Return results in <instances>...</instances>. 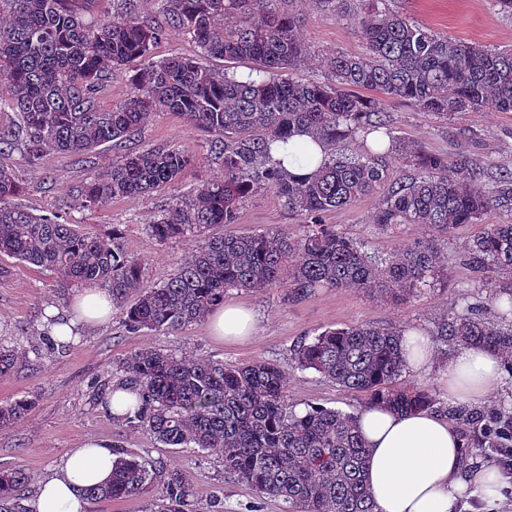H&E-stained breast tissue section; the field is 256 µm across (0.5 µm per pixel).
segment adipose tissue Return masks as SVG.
<instances>
[{
  "mask_svg": "<svg viewBox=\"0 0 512 512\" xmlns=\"http://www.w3.org/2000/svg\"><path fill=\"white\" fill-rule=\"evenodd\" d=\"M325 151L305 133L272 146L273 157L295 179L309 176ZM111 317V294L86 288L75 295L67 316L51 322L49 334L66 341L74 328ZM255 324L253 311L239 305L225 304L211 313L214 335L228 342L250 338ZM404 355L409 371L436 375L440 388L456 402L491 397L507 376L505 357L482 346L461 347L448 359H437L430 337L418 329L405 336ZM357 428L366 449L364 479L375 512H460L466 496L479 500L480 512H500L512 475L493 463L466 459L460 432L445 415L431 410L401 414L371 405L358 413ZM115 459L110 441L84 440L40 481L32 512H86L82 488L108 483Z\"/></svg>",
  "mask_w": 512,
  "mask_h": 512,
  "instance_id": "ef3b65f1",
  "label": "adipose tissue"
}]
</instances>
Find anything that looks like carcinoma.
<instances>
[{
    "instance_id": "1",
    "label": "carcinoma",
    "mask_w": 512,
    "mask_h": 512,
    "mask_svg": "<svg viewBox=\"0 0 512 512\" xmlns=\"http://www.w3.org/2000/svg\"><path fill=\"white\" fill-rule=\"evenodd\" d=\"M98 0H0V111L17 123L0 126V155L19 151L31 163L50 154L80 157L106 143H122L156 112H178L209 133L208 154L223 176L202 184L192 202L172 199L148 225L159 242L194 237L188 256L167 281L148 285L142 262L117 238L94 235L78 224L37 216L15 200L23 192L0 165V255L54 271L67 285H100L123 304L133 331H178L224 302L230 288L280 287L291 299L318 288H355L403 300L434 286L440 238L460 224H475L490 208L512 206V171L487 191L475 187L481 170L473 160L402 146L425 175L383 197L373 223L383 230L422 224L427 237L375 260L345 234L322 224L325 213L350 207L377 192L387 170L372 156L347 152L355 134L391 135L385 99L403 100L421 112L448 119L459 112H512V51L479 48L440 36L391 11L387 0H367L352 17L365 40L361 54L338 52L326 82L285 78L282 72L307 55L300 21L288 0H161L166 24L145 16L109 14L91 20ZM192 39L196 58H152L167 29ZM225 61L219 71L206 60ZM253 64L242 78L235 65ZM137 62L132 92L103 112L96 99L112 70ZM296 133L329 147L316 171L288 177L270 153L276 141ZM192 157L176 150L129 151L84 183L83 208H101L117 197H135L179 180ZM269 188L309 230L299 238L278 231L205 235L216 224H235L238 205ZM468 264L487 273L512 271V224H489L467 247ZM495 318L469 303L443 324L453 346L482 345L512 358V297L498 303ZM17 353L0 346V377L11 374ZM312 369L361 405L381 404L397 413L432 409L426 386L403 387L401 333L351 325L320 333L296 350ZM116 371L139 402L123 417L171 448L220 454L224 471L257 493L281 498L300 512H375L364 484L365 447L357 414L313 407L303 414L288 403V379L275 364L226 366L207 358L178 357L144 347L122 358ZM26 398L0 404V427L22 421ZM464 447L476 452L512 448V399L448 404ZM112 480L82 494L90 502L135 499L149 488L147 512H195L192 489L179 469L158 478L140 454L115 446ZM20 466L0 469V512H32L20 488Z\"/></svg>"
}]
</instances>
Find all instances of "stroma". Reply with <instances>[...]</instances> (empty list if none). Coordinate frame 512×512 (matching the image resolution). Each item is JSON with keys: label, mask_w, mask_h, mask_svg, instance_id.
I'll list each match as a JSON object with an SVG mask.
<instances>
[{"label": "stroma", "mask_w": 512, "mask_h": 512, "mask_svg": "<svg viewBox=\"0 0 512 512\" xmlns=\"http://www.w3.org/2000/svg\"><path fill=\"white\" fill-rule=\"evenodd\" d=\"M301 21V38L308 57L297 67L300 78L325 79V55L359 53L363 43L348 18L318 0H291ZM389 7L427 30L487 49H512V17L501 14L493 0H390ZM393 136L402 143L449 156L467 153L483 168L482 188H489L505 171H512V112H460L442 120L414 106L387 100ZM178 149L194 156L174 185L137 197L117 198L105 207L87 211L80 206L81 188L96 170L110 165L126 149ZM208 135L192 128L174 112L156 113L126 145L106 144L86 159L50 154L30 163L14 151L0 156L24 184L18 203L27 211L77 221L98 235L118 236L127 254L143 262L145 283L166 281L191 247L188 239L161 243L147 232L172 198L187 197L220 174L207 159ZM382 199L373 193L351 207L324 214L325 224L360 243L368 255L384 257L421 238L417 224L396 231L381 230L373 215ZM512 212L493 208L478 223L459 225L441 244L440 272L434 287L403 301L385 295L369 296L351 288H321L301 299L288 300L278 287L263 290L232 288L225 302L250 308L257 320L248 340L227 343L213 335L209 320L172 332H128L120 307H113L107 324L78 329L67 347L49 343L50 307L65 308L76 287L59 288L55 272L0 256V344L19 350L10 376L0 377V404L21 397L35 405L19 423L0 429V469L22 467L30 476L26 497H33L38 481L49 475L69 449L84 439L112 441L152 460L157 469L178 466L187 476L197 512H210L214 498L224 512H294L288 503L256 493L225 473L223 457L195 448H167L142 429L109 415L97 395L100 385L118 384L113 366L129 353L154 346L178 356L204 357L227 365L264 360L277 364L288 376V402L296 412L324 407L355 411L360 399L321 377L298 369L294 352L321 332L365 324L384 331L416 328L433 337L439 357L452 349L437 336L449 314L462 312L466 302L489 304L512 296V272L494 275L476 271L465 262V247L486 225L504 224ZM279 229L303 235L299 217L288 211L271 189H259L239 207L237 223L214 226L215 234Z\"/></svg>", "instance_id": "1"}]
</instances>
